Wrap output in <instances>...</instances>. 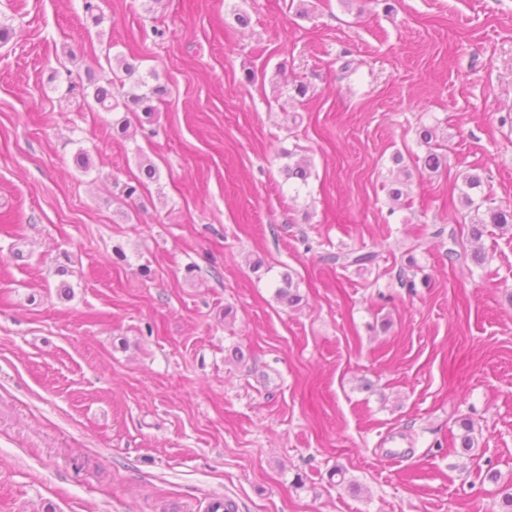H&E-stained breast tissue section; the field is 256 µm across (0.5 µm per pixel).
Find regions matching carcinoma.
I'll return each mask as SVG.
<instances>
[{"label":"carcinoma","mask_w":512,"mask_h":512,"mask_svg":"<svg viewBox=\"0 0 512 512\" xmlns=\"http://www.w3.org/2000/svg\"><path fill=\"white\" fill-rule=\"evenodd\" d=\"M139 65L124 57L114 58V68L112 73L120 83L130 82V87L122 95V100H117L112 94V82L107 81L93 87V100L97 108L106 112H113L118 108H123L126 115L115 121L118 131L124 133L129 125L128 114L141 112L144 117L149 119L155 115L158 109V103L167 95V87L153 83L156 79L154 73L146 75L138 73ZM420 142L428 146L427 153L421 158L423 168L436 171L443 162V154L438 152L432 144L435 137V131L431 127L422 126L417 131ZM288 158L292 163L286 167L288 178L295 183L305 186L311 177L310 165L303 158H296V153L288 152ZM466 190L462 192L461 205L467 210H484L483 216L471 220V238L478 242L483 235V228L486 224H494L498 227H507L512 224V209H503L501 207H483V203L489 201V198L482 197L475 200L471 191L482 186V180L477 175L464 176ZM376 258V255L368 253H358L355 251L346 253H330L325 256V261L336 264L342 268L350 266L363 267ZM277 297L288 305H297L301 301V296L297 290L293 289L292 279L286 276L282 279V286L276 289Z\"/></svg>","instance_id":"cac0c4a2"}]
</instances>
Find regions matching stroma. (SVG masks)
<instances>
[{"label":"stroma","instance_id":"obj_1","mask_svg":"<svg viewBox=\"0 0 512 512\" xmlns=\"http://www.w3.org/2000/svg\"><path fill=\"white\" fill-rule=\"evenodd\" d=\"M84 1L0 0V512H503L512 230L448 250L465 173L512 207V0ZM109 54L154 124L93 107ZM113 60L115 68L111 66L109 55L107 56L116 81H119L124 88L125 80H129L130 87L122 95V104H120L112 94V81L99 85L93 84V100L96 107L106 112H113L122 105L123 112L126 114L142 112L144 118H152L157 112V104L167 95V87L150 82L156 80L153 72H149L148 75L138 74L137 77H134L139 70V65L136 62L120 56H116ZM119 73H122L123 76ZM417 136L420 142L428 146L427 153L419 161L422 162L424 169L437 171L443 162V154L437 151L434 147L435 144H432L435 137L434 129L421 126L417 131ZM376 255L374 253H358L355 251L346 252V253H329L325 256V261L336 264L342 268H347L350 266L363 267L368 263H371L375 260Z\"/></svg>","mask_w":512,"mask_h":512}]
</instances>
